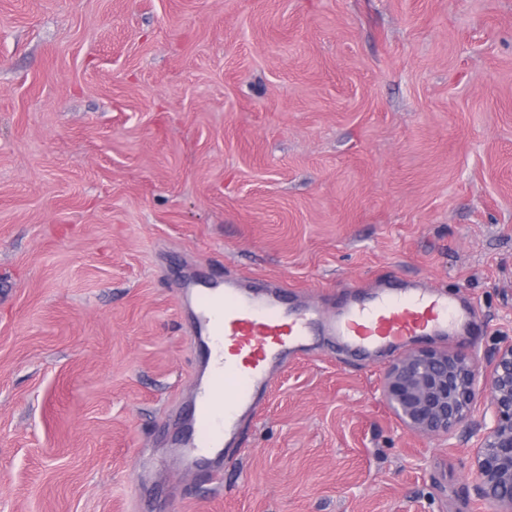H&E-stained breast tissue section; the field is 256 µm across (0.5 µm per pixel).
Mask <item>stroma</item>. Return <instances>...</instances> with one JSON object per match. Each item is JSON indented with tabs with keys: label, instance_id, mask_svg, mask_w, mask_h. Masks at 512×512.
I'll use <instances>...</instances> for the list:
<instances>
[{
	"label": "stroma",
	"instance_id": "1",
	"mask_svg": "<svg viewBox=\"0 0 512 512\" xmlns=\"http://www.w3.org/2000/svg\"><path fill=\"white\" fill-rule=\"evenodd\" d=\"M459 292L512 341V0H0V512H495L475 436L388 408L392 356L276 376L214 483L171 452L177 281Z\"/></svg>",
	"mask_w": 512,
	"mask_h": 512
}]
</instances>
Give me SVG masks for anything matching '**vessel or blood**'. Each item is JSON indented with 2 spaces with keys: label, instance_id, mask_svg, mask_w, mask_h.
<instances>
[{
  "label": "vessel or blood",
  "instance_id": "1",
  "mask_svg": "<svg viewBox=\"0 0 512 512\" xmlns=\"http://www.w3.org/2000/svg\"><path fill=\"white\" fill-rule=\"evenodd\" d=\"M191 312L200 376L179 457L191 465L230 455L254 418L276 371L322 336L361 354L397 351L418 336H447L464 325L456 294L404 280L326 311L292 301L283 285H254L230 275L223 289L182 281Z\"/></svg>",
  "mask_w": 512,
  "mask_h": 512
}]
</instances>
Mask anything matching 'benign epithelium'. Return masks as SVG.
<instances>
[{
	"instance_id": "benign-epithelium-1",
	"label": "benign epithelium",
	"mask_w": 512,
	"mask_h": 512,
	"mask_svg": "<svg viewBox=\"0 0 512 512\" xmlns=\"http://www.w3.org/2000/svg\"><path fill=\"white\" fill-rule=\"evenodd\" d=\"M383 396L396 418L425 436L467 430L477 437L471 466L483 498L496 512H512V342L489 361L485 385L477 387L476 364L463 353L410 352L384 373ZM492 408L490 422L474 419L478 399Z\"/></svg>"
}]
</instances>
